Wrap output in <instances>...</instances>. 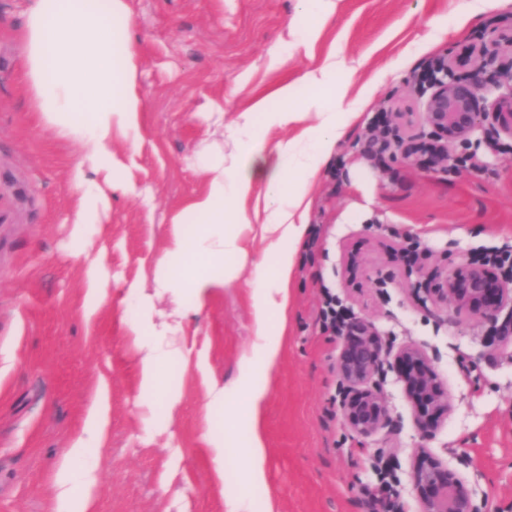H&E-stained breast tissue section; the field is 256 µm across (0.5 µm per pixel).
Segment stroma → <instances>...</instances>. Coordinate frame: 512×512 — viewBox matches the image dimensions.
<instances>
[{
    "mask_svg": "<svg viewBox=\"0 0 512 512\" xmlns=\"http://www.w3.org/2000/svg\"><path fill=\"white\" fill-rule=\"evenodd\" d=\"M321 33L297 15V0H126L145 103L141 141L112 145L124 178L152 193H112V211L92 249L111 272L87 315L85 260L71 247L76 144L38 124L25 89L20 30L30 0H0V512H55L54 474L79 435L99 390L107 424L89 512H226L201 443L203 375L224 383L255 340L250 273L212 289L188 312L179 338L186 363L170 367L181 401L164 432L145 419L137 382L142 352L125 297L150 280L168 246L173 213L203 178L194 152L232 139L224 123L260 94L336 56V77L370 88L312 188L307 231L293 270L284 348L269 376L261 429L264 485L253 512H417L416 449L457 469L480 512H512V348L489 345L487 322L423 301L418 269L446 275L486 247H512V140L477 131L452 155L461 167L367 152L375 124L395 122L404 140L424 139L419 76L439 58L466 54L512 28V0H335ZM382 273L385 287L374 285ZM380 332L388 352L425 350L451 410L424 437L395 372L376 381L389 423L356 435L340 412V336L323 330L325 294ZM207 373H200L198 359Z\"/></svg>",
    "mask_w": 512,
    "mask_h": 512,
    "instance_id": "35a3bbf8",
    "label": "stroma"
}]
</instances>
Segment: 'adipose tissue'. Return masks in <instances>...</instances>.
<instances>
[{"mask_svg":"<svg viewBox=\"0 0 512 512\" xmlns=\"http://www.w3.org/2000/svg\"><path fill=\"white\" fill-rule=\"evenodd\" d=\"M126 18L125 0H31L22 27L26 85L35 117L57 138L81 149L71 173L79 190L71 237L75 249L88 256L90 311L97 308L107 277L102 257L88 254L94 227L111 212L113 191L126 187L124 165L112 150V132L120 130L129 150H136L144 111L136 94L139 59ZM335 72L331 54L299 83L276 87L271 96L279 99V106H269L266 97L255 98L238 117L232 157L197 156L196 164L205 173L203 187L174 216L169 247L154 272V289L174 301L169 320L156 323L144 286L129 287L143 352L139 387L146 418L152 421L156 404L171 411L181 400L179 388L163 372L170 363L186 359L176 334L188 307H202L212 288L233 284L243 268H250L255 341L242 354L234 381H206L205 409L222 413L224 426L207 427L203 441L220 475L231 446L227 429L245 427L241 455L252 486L265 481L259 411L281 356L291 275L312 186L331 148L367 101L364 92H352L350 82L333 85ZM347 99L350 110L337 111V103ZM311 112L316 125H304ZM284 128L292 130V137L265 149L268 133ZM259 186L265 193L258 218L248 203ZM257 243L262 250L254 259L250 250ZM104 426L103 407L95 405L56 473V512H87L97 482L90 459L102 446Z\"/></svg>","mask_w":512,"mask_h":512,"instance_id":"ef3b65f1","label":"adipose tissue"}]
</instances>
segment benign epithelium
Returning <instances> with one entry per match:
<instances>
[{"label":"benign epithelium","mask_w":512,"mask_h":512,"mask_svg":"<svg viewBox=\"0 0 512 512\" xmlns=\"http://www.w3.org/2000/svg\"><path fill=\"white\" fill-rule=\"evenodd\" d=\"M512 55V34L492 37L470 60L469 76L456 74L451 60L428 80L429 93L422 105L424 123L431 129L429 140L406 144L379 130L368 140V151L397 152L416 158L436 146L433 158L456 161L449 147L470 138L488 126L499 137L512 138V62L498 66L491 80L483 77L486 64L503 53ZM497 92L492 100L486 94ZM434 301L451 306L460 315L479 317L496 331V341L512 344V281L489 269L469 262L447 275L436 288H428ZM508 311L499 320L502 311ZM343 393L340 408L346 426L361 436L372 435L388 423V412L381 393L372 384L374 376L389 369L403 383L404 394L412 405L423 435L432 436L448 414V391L439 380L428 355L414 345L395 354L383 348L380 334L365 320H351L342 332L336 359ZM418 512H479L466 482L459 472L427 448L416 451L412 473Z\"/></svg>","instance_id":"obj_1"}]
</instances>
